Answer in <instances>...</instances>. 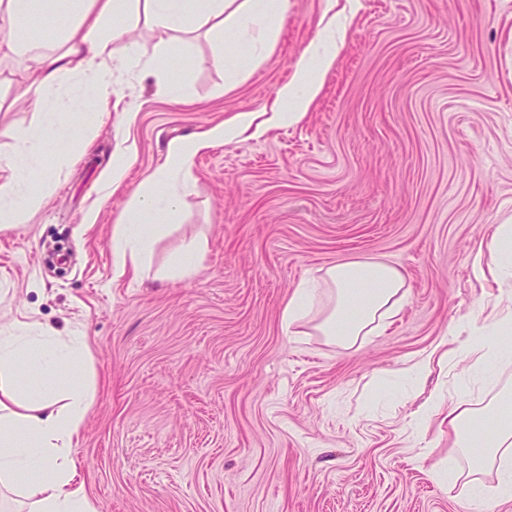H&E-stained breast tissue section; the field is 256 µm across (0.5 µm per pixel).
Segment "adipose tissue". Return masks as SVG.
<instances>
[{
	"label": "adipose tissue",
	"mask_w": 512,
	"mask_h": 512,
	"mask_svg": "<svg viewBox=\"0 0 512 512\" xmlns=\"http://www.w3.org/2000/svg\"><path fill=\"white\" fill-rule=\"evenodd\" d=\"M289 0H0V70L10 69L21 95H33L36 127L7 129L9 153H0V168L15 171L0 183V231L24 223L54 188L43 179L40 192L27 186L28 172L40 167L46 145L66 142L75 149L78 137L69 120L84 110L109 103L115 67L136 64L146 71L165 68L179 49L177 41L145 53L134 39L141 18L173 33L202 31L235 40L249 55L263 57L276 43ZM40 17L59 40L54 48L32 44L23 30ZM348 35L346 24L330 26L310 41L292 80L278 92L270 117L242 112L193 139L169 142L166 162L130 195L112 227V257L119 271L140 276L149 265L153 244L164 221H176L182 192L196 185L194 159L200 152L270 126L297 123L318 96L323 75ZM123 42V58L112 45ZM86 80L84 96L62 103L68 78ZM489 260L475 269L504 288L503 303L479 325L477 335L444 350L441 361L470 359L474 377L487 376L488 366L512 358V224H500L487 240ZM407 276L380 259L350 260L302 279L282 313V327L314 321L328 342L354 346L382 328L403 305ZM86 338L76 333L53 335L38 324L14 326L0 336V487L15 489L28 512H96L76 482L73 447L90 406V393L80 365ZM38 372L36 385L20 388L21 363ZM448 428L457 453L469 462L471 512H489L492 503L512 501V389L502 388L481 407L456 403L448 408ZM495 470L497 481L486 486L482 473ZM25 475L15 486L17 475Z\"/></svg>",
	"instance_id": "ef3b65f1"
}]
</instances>
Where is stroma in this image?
<instances>
[{"instance_id":"1","label":"stroma","mask_w":512,"mask_h":512,"mask_svg":"<svg viewBox=\"0 0 512 512\" xmlns=\"http://www.w3.org/2000/svg\"><path fill=\"white\" fill-rule=\"evenodd\" d=\"M326 2L289 0L254 62L233 41L185 36L183 102L156 76L116 70L76 155L46 147L53 193L0 232V326L87 337L92 403L75 456L98 512H470L446 417L425 428L414 413L434 392L488 402L512 384V361L482 384L466 358L419 385L394 373L469 336L461 316L485 318L500 295L474 264L476 243L512 224V0H335L349 34L305 118L200 153L150 268L134 281L113 263L112 226L169 141L270 109L329 23ZM119 153L133 162L115 187ZM196 236L203 268L162 277ZM371 257L410 280L385 331L350 348L309 326L284 333L301 279ZM435 464L459 478L438 485Z\"/></svg>"}]
</instances>
